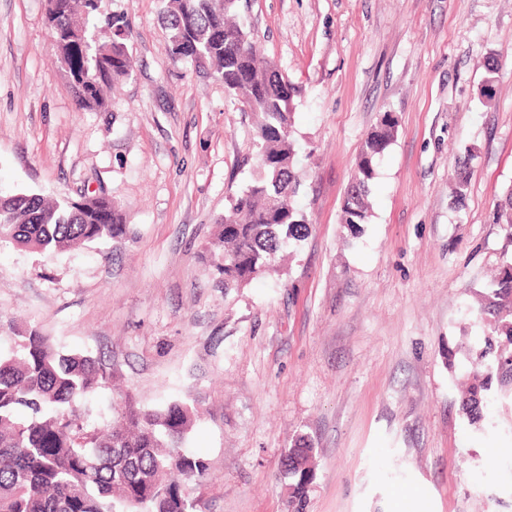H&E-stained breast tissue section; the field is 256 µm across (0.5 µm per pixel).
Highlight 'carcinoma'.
Listing matches in <instances>:
<instances>
[{"instance_id": "1", "label": "carcinoma", "mask_w": 512, "mask_h": 512, "mask_svg": "<svg viewBox=\"0 0 512 512\" xmlns=\"http://www.w3.org/2000/svg\"><path fill=\"white\" fill-rule=\"evenodd\" d=\"M162 3L168 57L209 68L254 116L258 171L209 242L224 287L242 288L275 270L285 244L311 233L293 203L301 187L293 137L300 88L274 64L259 63L257 38L236 19L238 0ZM97 10L93 0H46L55 53L79 112L105 111L112 85L133 70L130 20L120 13L100 20ZM397 131L387 113L360 146L340 214L352 235L368 223L376 161ZM496 224L512 244V190ZM126 235L122 207L109 198L0 196V244L57 255ZM486 289L479 308L486 330L475 349L484 371L461 402L475 425L489 397L512 402V262L498 268ZM13 331L15 346L0 351V512H137L140 503L146 512H194L189 490L205 477L207 464L186 443L200 402L173 400L151 409L129 400L118 425L89 430L79 400L106 385L102 363L61 350L34 325ZM312 452L300 435L282 457L291 512H302Z\"/></svg>"}]
</instances>
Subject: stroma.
<instances>
[{
	"mask_svg": "<svg viewBox=\"0 0 512 512\" xmlns=\"http://www.w3.org/2000/svg\"><path fill=\"white\" fill-rule=\"evenodd\" d=\"M45 5L0 0V196L104 195L128 233L53 257L0 246V350L34 324L99 358L93 427L128 395L201 398L196 512H288L281 460L299 435L314 444L303 512H512V405L490 403L480 431L459 410L477 294L512 258L496 222L512 187V0H241L263 57L301 88L295 204L312 232L230 289L208 243L256 170L251 114L170 60L160 0H101L131 22L134 70L107 111H77ZM386 112L398 136L354 237L344 191Z\"/></svg>",
	"mask_w": 512,
	"mask_h": 512,
	"instance_id": "35a3bbf8",
	"label": "stroma"
}]
</instances>
